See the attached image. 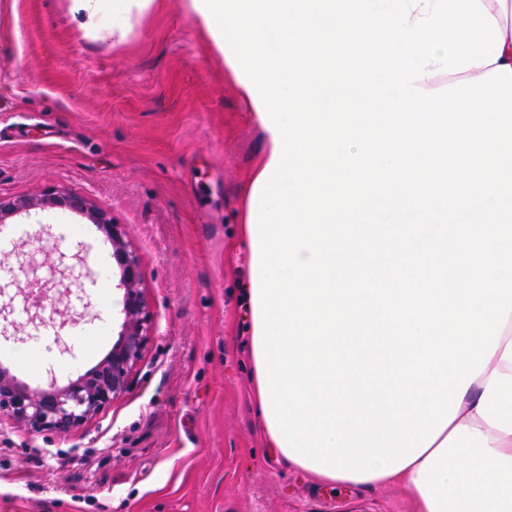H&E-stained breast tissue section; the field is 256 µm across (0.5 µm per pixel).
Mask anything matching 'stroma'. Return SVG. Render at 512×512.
<instances>
[{"mask_svg": "<svg viewBox=\"0 0 512 512\" xmlns=\"http://www.w3.org/2000/svg\"><path fill=\"white\" fill-rule=\"evenodd\" d=\"M71 6L0 0V196L58 186L105 210L140 258L153 330L134 390L84 427L0 421V512H413L396 488L324 487L263 438L236 241L239 196L267 144L188 0H155L122 36L80 28ZM43 225L50 257L84 246L88 319L26 298L16 230ZM0 233V367L33 388L67 385L107 356L123 322L112 244L60 208ZM60 339L76 358L59 355Z\"/></svg>", "mask_w": 512, "mask_h": 512, "instance_id": "obj_1", "label": "stroma"}]
</instances>
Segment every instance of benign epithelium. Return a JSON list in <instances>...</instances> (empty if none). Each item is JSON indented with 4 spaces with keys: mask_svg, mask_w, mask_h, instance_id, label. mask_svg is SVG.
<instances>
[{
    "mask_svg": "<svg viewBox=\"0 0 512 512\" xmlns=\"http://www.w3.org/2000/svg\"><path fill=\"white\" fill-rule=\"evenodd\" d=\"M45 207L65 208L99 225L112 241V257L123 289L124 322L118 339L92 370L62 387L52 380L45 388L32 389L0 368V417L5 416L33 433H68L102 414L116 399L131 391L151 335L152 316L141 288V265L128 248L123 228L112 223L87 197L59 189H49L38 198L0 196V224ZM81 253L79 246L69 257L60 254L50 263V279L34 277L27 281V298L33 306H40L53 289L61 299L84 291L87 284L94 282L93 271Z\"/></svg>",
    "mask_w": 512,
    "mask_h": 512,
    "instance_id": "1",
    "label": "benign epithelium"
}]
</instances>
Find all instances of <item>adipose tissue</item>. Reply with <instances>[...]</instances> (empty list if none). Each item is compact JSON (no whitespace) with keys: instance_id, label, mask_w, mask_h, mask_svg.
<instances>
[{"instance_id":"obj_1","label":"adipose tissue","mask_w":512,"mask_h":512,"mask_svg":"<svg viewBox=\"0 0 512 512\" xmlns=\"http://www.w3.org/2000/svg\"><path fill=\"white\" fill-rule=\"evenodd\" d=\"M153 0H72L81 26L124 33ZM364 488L396 487L414 512H512V319L454 420L420 457Z\"/></svg>"}]
</instances>
